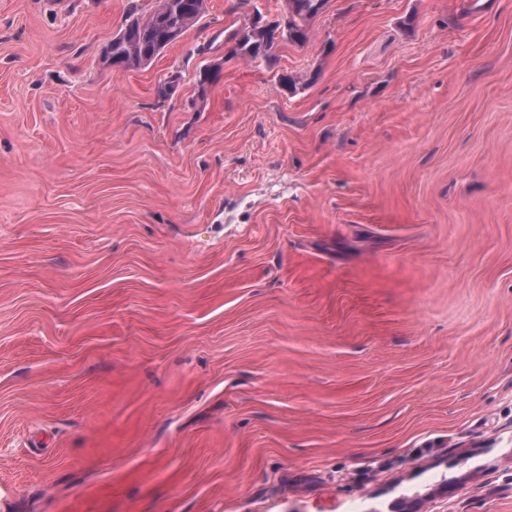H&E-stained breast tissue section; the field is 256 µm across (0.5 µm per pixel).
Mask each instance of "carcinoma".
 <instances>
[{"mask_svg":"<svg viewBox=\"0 0 512 512\" xmlns=\"http://www.w3.org/2000/svg\"><path fill=\"white\" fill-rule=\"evenodd\" d=\"M325 3L326 0H285L286 10L292 16L288 27L270 20L259 38L249 29L241 33L233 30L224 41L228 55L258 66L271 65L280 46H303L309 41L310 26ZM205 13L206 0H155L147 14L140 13L135 0H129L125 33L112 38L104 47L105 63L118 70L145 67L166 47L180 41Z\"/></svg>","mask_w":512,"mask_h":512,"instance_id":"1","label":"carcinoma"}]
</instances>
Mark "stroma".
<instances>
[{"label":"stroma","mask_w":512,"mask_h":512,"mask_svg":"<svg viewBox=\"0 0 512 512\" xmlns=\"http://www.w3.org/2000/svg\"><path fill=\"white\" fill-rule=\"evenodd\" d=\"M127 2L0 0V512H512V0ZM137 1L126 9V30L102 50L105 63L118 70L151 64L166 47L177 43L206 13V0H156L148 14L140 13ZM327 0H285L288 14L278 20H270L267 30L259 39L250 29L242 33L233 30L224 44L228 46L227 54L232 58H241L256 66H270L275 57V51L284 44L304 46L310 38V26L323 9ZM233 42V45L231 43Z\"/></svg>","instance_id":"35a3bbf8"}]
</instances>
